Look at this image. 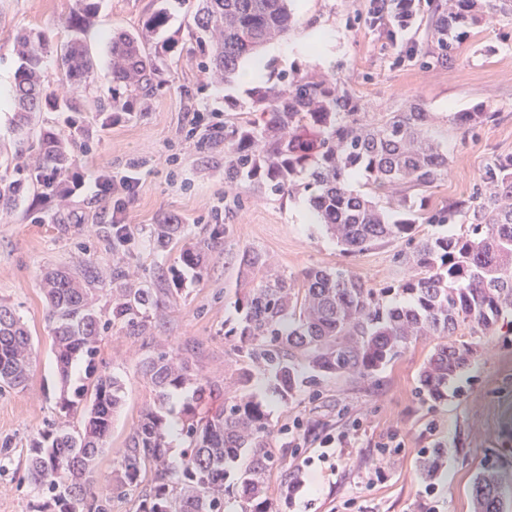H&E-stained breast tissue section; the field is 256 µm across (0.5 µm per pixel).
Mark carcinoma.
<instances>
[{"mask_svg":"<svg viewBox=\"0 0 512 512\" xmlns=\"http://www.w3.org/2000/svg\"><path fill=\"white\" fill-rule=\"evenodd\" d=\"M292 0H188L191 39L198 65L210 85L231 82L240 63L265 44L288 36L296 23ZM508 0H445L435 5L426 42L410 57L426 68L455 64L470 30L490 23ZM101 0H74L65 18L68 32L59 41L51 28H30L14 38L17 67L12 89V141L0 142V208L18 205L31 184L44 196H67L77 174V128L65 135L36 126L38 112H84L87 91L97 81L85 33L96 22ZM168 8L144 15L131 31L110 38L112 94L97 100V111L115 116L146 112L164 85L179 41L163 37ZM57 81L73 88L61 96ZM252 104L263 123L224 127V179L258 185L275 193L310 195L318 221L343 251L359 254L402 241L396 259L413 275L387 288H371L350 270L309 269L288 276L265 253L245 248L236 255L237 302L241 319L224 332L238 337L234 390L224 406L201 412L222 389L190 375L182 349H162L139 361L155 392L119 450L106 489L116 497H137L136 512H275L269 479L281 468L288 445H275V424L268 406L245 393L260 370L272 378L271 393L286 401L324 377L376 375L412 343L437 338L420 375L434 400L468 367L472 344L452 339L464 326L489 334L512 313V155L486 163L473 191L448 205L421 213L413 194L448 172V152L430 133L431 113L417 106L381 112L368 120L352 94L339 92L336 78L294 71L278 82L255 88ZM494 117L477 108L458 112L456 124L473 129ZM366 178L367 192L350 189L352 174ZM426 224H462L452 236H422ZM180 225L157 224L153 237L162 248L172 244ZM223 231L180 250L181 263L202 277L205 256ZM111 285L112 305L97 307V293ZM48 309L53 352L59 374L85 363L88 384L60 404L62 422L35 437L27 457V478L43 490L36 512H105L99 504L97 467L111 434L112 415L122 403V385L99 357L105 327L118 326L132 338L147 336L170 304L172 291L131 288L112 277L105 282L87 259L66 270L47 273L40 283ZM390 295L407 298L386 304ZM33 367L31 336L19 317L0 302V385L23 389ZM195 385L177 425L164 413L172 392ZM80 415L72 426L66 419ZM186 448L175 457L170 438ZM444 449H431L420 462L431 480ZM475 512H505L497 472L484 469L471 489Z\"/></svg>","mask_w":512,"mask_h":512,"instance_id":"obj_1","label":"carcinoma"}]
</instances>
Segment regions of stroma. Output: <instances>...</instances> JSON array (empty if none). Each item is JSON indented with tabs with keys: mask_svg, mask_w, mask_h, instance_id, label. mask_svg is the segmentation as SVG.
Masks as SVG:
<instances>
[{
	"mask_svg": "<svg viewBox=\"0 0 512 512\" xmlns=\"http://www.w3.org/2000/svg\"><path fill=\"white\" fill-rule=\"evenodd\" d=\"M73 0H0V138L9 139L14 72L13 38L29 27L62 31ZM155 0H103L97 24L85 39L101 79L98 93L108 97V39L112 32L137 27ZM297 23L285 38L295 44L302 30L316 26L322 43L283 57L262 51L264 84L278 74L300 69L336 79L369 116L417 104L431 112L432 134L448 149V174L428 188V208L448 205L472 192L486 162L512 155V13L471 33L459 61L448 70L423 68L404 60L405 50L424 38L431 4L424 0L411 27L388 36L368 20V0H295ZM248 88L234 83L206 86L195 57L183 54L169 82L148 112L116 120L85 112L78 174L70 181L65 204L26 193L18 210L0 213V301L10 305L30 330L36 364L24 390H0V512H30L37 494L26 479L31 440L58 420L64 387L84 379L75 365L61 382L50 346L41 275L92 260L104 276L120 271L129 283L167 288L179 250L159 248L154 225L171 221L196 240L215 225L226 229L206 256L201 280L186 279L164 322L146 342L115 329L105 331L100 356L124 387V403L99 458L98 474L110 477L118 450L137 423L154 391L138 363L147 348H196L190 364L210 382L223 384L235 372L236 356L224 341L227 325L238 319L234 307L237 267L233 255L246 247L266 253L288 275L309 268H346L367 285L385 288L410 277L397 263V244L353 256L319 224L306 196L271 195L224 180V142L199 129L187 137L184 113H220L226 124L257 121ZM484 105L496 121L473 129L452 116ZM134 169L139 179L127 209L128 233L117 237L107 201L91 186L98 170ZM476 348L469 368L435 401L421 390L419 375L433 343L420 340L373 378L332 377L288 401L270 395L266 375L253 389L264 397L274 423L293 441L282 471L301 485L276 500L278 512H474L471 486L484 467L501 480L506 512H512V328L495 334L459 331ZM344 440L341 448L323 447L324 438ZM444 445V468L425 483L419 462L431 448Z\"/></svg>",
	"mask_w": 512,
	"mask_h": 512,
	"instance_id": "1",
	"label": "stroma"
}]
</instances>
